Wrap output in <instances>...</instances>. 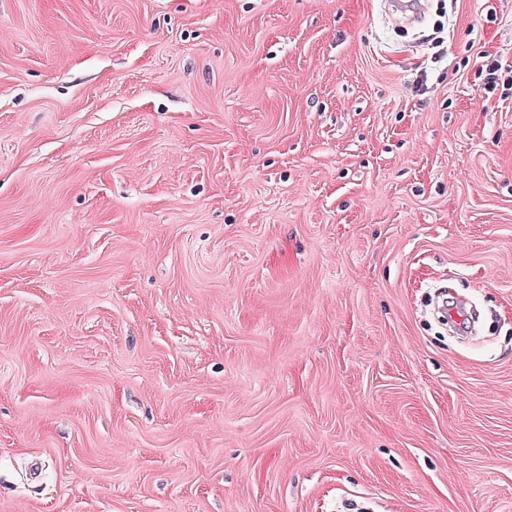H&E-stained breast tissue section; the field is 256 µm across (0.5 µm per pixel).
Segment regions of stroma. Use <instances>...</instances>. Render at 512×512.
<instances>
[{
  "instance_id": "35a3bbf8",
  "label": "stroma",
  "mask_w": 512,
  "mask_h": 512,
  "mask_svg": "<svg viewBox=\"0 0 512 512\" xmlns=\"http://www.w3.org/2000/svg\"><path fill=\"white\" fill-rule=\"evenodd\" d=\"M486 53L512 0H0V512H512Z\"/></svg>"
}]
</instances>
